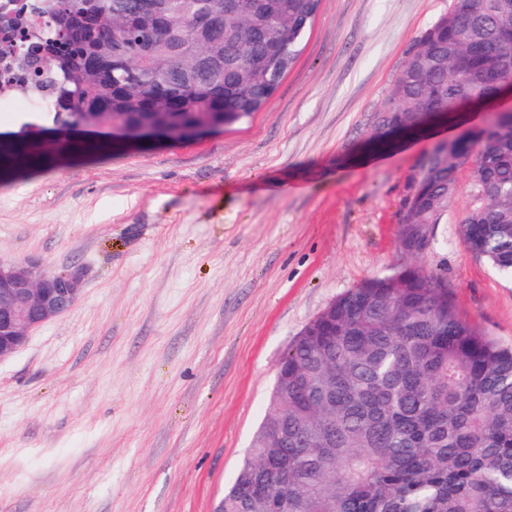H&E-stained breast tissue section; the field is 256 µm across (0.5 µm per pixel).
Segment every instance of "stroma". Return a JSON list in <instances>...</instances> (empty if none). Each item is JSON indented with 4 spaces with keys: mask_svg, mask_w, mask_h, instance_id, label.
<instances>
[{
    "mask_svg": "<svg viewBox=\"0 0 512 512\" xmlns=\"http://www.w3.org/2000/svg\"><path fill=\"white\" fill-rule=\"evenodd\" d=\"M451 0H321L265 108L187 141L50 152L0 178V259L80 267L74 306L0 362V512H218L275 368L330 302L405 267L512 346V278L463 238L468 169L423 254L408 177L452 125L364 152Z\"/></svg>",
    "mask_w": 512,
    "mask_h": 512,
    "instance_id": "35a3bbf8",
    "label": "stroma"
}]
</instances>
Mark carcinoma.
<instances>
[{
	"label": "carcinoma",
	"mask_w": 512,
	"mask_h": 512,
	"mask_svg": "<svg viewBox=\"0 0 512 512\" xmlns=\"http://www.w3.org/2000/svg\"><path fill=\"white\" fill-rule=\"evenodd\" d=\"M47 0L48 37L0 40L19 56L22 89L48 90L95 128L157 118L178 126L238 123L260 111L295 64L320 0ZM410 52L367 148L388 150L437 113L467 111L491 73L512 79V0H452ZM165 21L158 35L155 20ZM271 48L272 66L252 67ZM0 142V170L45 159L39 130ZM476 159L464 242L512 276V127L483 124L417 165L399 237L434 224L452 199L448 171ZM436 273L403 270L336 300L284 355L273 385L288 447L257 440L224 491V512H512V347L456 309Z\"/></svg>",
	"instance_id": "obj_1"
}]
</instances>
